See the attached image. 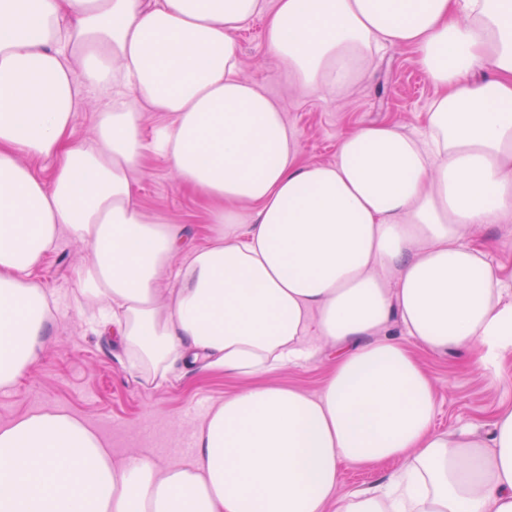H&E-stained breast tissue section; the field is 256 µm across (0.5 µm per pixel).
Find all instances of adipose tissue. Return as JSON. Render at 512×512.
I'll return each instance as SVG.
<instances>
[{"mask_svg": "<svg viewBox=\"0 0 512 512\" xmlns=\"http://www.w3.org/2000/svg\"><path fill=\"white\" fill-rule=\"evenodd\" d=\"M267 15L270 51L300 91L364 79L410 46L437 89L422 131L370 125L335 163L304 164L279 103L239 75L236 32ZM107 93L94 138L70 142L82 91ZM167 114L144 138L140 114ZM223 200L234 239L182 246L131 179L145 153ZM51 164L42 174L21 156ZM512 215V0H0V389L37 360L52 291L34 277L67 234L93 260L134 367L259 374L336 347L320 395L263 386L218 402L195 449L116 464L106 440L56 410L0 427V512H512V408L489 438L435 434L431 382L392 321L431 354L472 347L502 383L512 291L476 224ZM176 286L159 275L174 255ZM400 469L337 495L341 464Z\"/></svg>", "mask_w": 512, "mask_h": 512, "instance_id": "ef3b65f1", "label": "adipose tissue"}]
</instances>
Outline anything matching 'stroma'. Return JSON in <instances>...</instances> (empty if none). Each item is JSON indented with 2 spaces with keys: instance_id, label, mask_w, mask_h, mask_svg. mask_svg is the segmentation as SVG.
<instances>
[{
  "instance_id": "obj_1",
  "label": "stroma",
  "mask_w": 512,
  "mask_h": 512,
  "mask_svg": "<svg viewBox=\"0 0 512 512\" xmlns=\"http://www.w3.org/2000/svg\"><path fill=\"white\" fill-rule=\"evenodd\" d=\"M265 25V17L259 16L237 32L240 74L262 84L280 102L283 118L298 139L301 162L334 163L341 138L369 125L422 130L434 89L412 50H389L375 57L360 82L303 93L287 64L269 53ZM132 179L149 217L181 226L188 245L200 246L212 238V217L223 201L179 182L169 163L152 154L144 156ZM473 233L502 278L512 283V218L476 227ZM88 259L86 246L65 234L36 270L38 280L61 301L38 360L14 387L0 389V427L26 413L57 410L100 433L113 461L143 453L164 464L188 455L186 443L198 421L226 397L266 384L294 386L313 396L321 393L336 358L335 346L327 343L306 363L263 375L185 369L160 381L137 373L118 339L95 335L86 321L91 306L81 293L79 274ZM391 333L432 381L435 431L472 429L489 437L495 415L512 407V384L493 382L471 354L426 352L400 324H392Z\"/></svg>"
}]
</instances>
